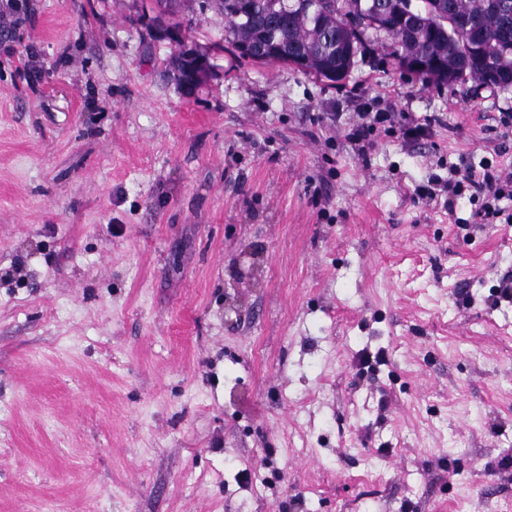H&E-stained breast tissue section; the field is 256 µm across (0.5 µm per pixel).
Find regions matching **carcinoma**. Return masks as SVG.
<instances>
[{"instance_id":"obj_1","label":"carcinoma","mask_w":512,"mask_h":512,"mask_svg":"<svg viewBox=\"0 0 512 512\" xmlns=\"http://www.w3.org/2000/svg\"><path fill=\"white\" fill-rule=\"evenodd\" d=\"M158 18L188 28L195 10L224 16L218 49L263 65H286L336 86L350 74L358 53L380 38L390 41L402 72L425 84L472 81L512 91V0H290L272 12L245 10L246 0H162ZM422 55L438 62L410 68Z\"/></svg>"}]
</instances>
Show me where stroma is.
<instances>
[{
	"label": "stroma",
	"instance_id": "35a3bbf8",
	"mask_svg": "<svg viewBox=\"0 0 512 512\" xmlns=\"http://www.w3.org/2000/svg\"><path fill=\"white\" fill-rule=\"evenodd\" d=\"M142 2L0 0V512H512V199L443 191L512 175V92L209 11L187 98ZM360 116L363 122L357 125L353 132L355 140H368L374 137L377 131L376 125H383L385 122L390 121V116L385 114V112L376 113L373 117L370 116L369 112H363ZM480 169H468L461 180L454 183L448 181L445 185L448 190V199L453 200L464 190L470 191L472 195L484 196L488 200L499 199L505 194L512 195L511 176H503L502 172H498L488 165L481 166ZM506 187H510V191H506Z\"/></svg>",
	"mask_w": 512,
	"mask_h": 512
}]
</instances>
